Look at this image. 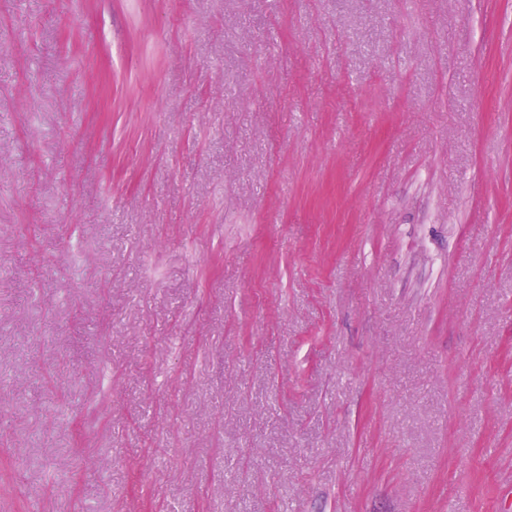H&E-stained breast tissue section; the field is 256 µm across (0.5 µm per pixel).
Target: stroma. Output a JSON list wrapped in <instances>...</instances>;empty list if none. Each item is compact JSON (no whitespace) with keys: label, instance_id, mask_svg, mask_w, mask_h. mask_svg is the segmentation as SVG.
<instances>
[{"label":"stroma","instance_id":"stroma-1","mask_svg":"<svg viewBox=\"0 0 512 512\" xmlns=\"http://www.w3.org/2000/svg\"><path fill=\"white\" fill-rule=\"evenodd\" d=\"M512 0H0V512H506Z\"/></svg>","mask_w":512,"mask_h":512}]
</instances>
